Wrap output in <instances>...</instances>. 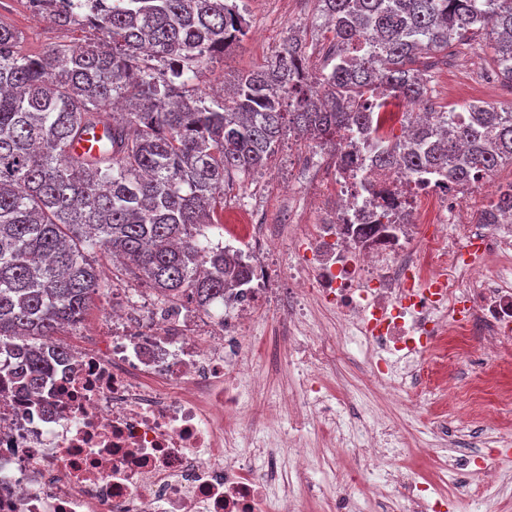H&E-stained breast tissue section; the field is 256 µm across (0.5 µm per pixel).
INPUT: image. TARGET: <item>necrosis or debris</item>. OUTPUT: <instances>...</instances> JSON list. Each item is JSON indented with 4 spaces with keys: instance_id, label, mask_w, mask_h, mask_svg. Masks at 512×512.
I'll use <instances>...</instances> for the list:
<instances>
[{
    "instance_id": "obj_1",
    "label": "necrosis or debris",
    "mask_w": 512,
    "mask_h": 512,
    "mask_svg": "<svg viewBox=\"0 0 512 512\" xmlns=\"http://www.w3.org/2000/svg\"><path fill=\"white\" fill-rule=\"evenodd\" d=\"M332 206L318 232L300 234L309 259L288 290L306 326L309 303L336 315V333L374 348L370 377L386 380L404 354L477 336L485 354L512 347V232L472 221L491 205V184L449 185L438 173L334 168ZM456 224L418 248L425 224ZM377 232L360 237V225ZM498 260L487 274L477 259ZM256 285L225 298L224 324L208 339L198 315L141 306L142 320L109 314L100 349L75 353L39 394L0 389V512H269L268 477L231 423L243 406L249 352L245 313L266 300Z\"/></svg>"
}]
</instances>
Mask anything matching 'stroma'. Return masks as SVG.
<instances>
[{"label":"stroma","mask_w":512,"mask_h":512,"mask_svg":"<svg viewBox=\"0 0 512 512\" xmlns=\"http://www.w3.org/2000/svg\"><path fill=\"white\" fill-rule=\"evenodd\" d=\"M237 3L248 22L247 35L217 62L201 64L195 87L209 97H222L226 85L238 74L263 63L290 32L306 40L309 72L319 73L324 61V20L315 0ZM0 21L22 34L25 50L33 55L55 42L85 43L97 38L96 31L85 26L59 28L36 20L27 0H0ZM490 56L486 40L479 38L449 63L430 59L427 77L432 106L445 110L471 101L494 106L507 104L502 83L486 77L492 69ZM315 148V142L309 140L283 139L266 168L240 176L225 189V211H233L243 202L264 210L272 222L278 223L279 238L287 239L288 231L281 226L285 199L290 195L304 196L306 171L302 160ZM96 261L103 272L105 295L91 307L80 328L57 334V342L71 348L96 342L113 298L154 296L145 284L134 281L113 264L107 254H97ZM288 336L298 341L305 338L302 331H290L288 313L277 303H265L251 316L246 343L253 354L252 373L258 384L246 390L245 410L236 422L261 446L262 455L256 458L254 470H263L264 454L274 453L279 457L282 472H291L294 450L298 447L306 449L310 456L322 458V468L313 475L319 491L303 497L301 512H329L331 498L340 495L355 501L359 512H399L398 492L386 490L384 474L365 473L358 456H330L329 449L336 442L331 427H308L299 432L294 448L282 447L278 434L287 427L288 416L280 402L289 390L306 380L331 396L341 423L355 440L370 439L376 430L393 424L399 426L400 434L387 441L390 455L403 459L410 449H429V456L416 461L412 469L433 487H446L447 512H512V357L495 361L487 373L475 377L465 360L451 361L442 367L430 356L424 364L426 384L398 393L390 382L369 381L364 349L359 344L343 342L340 359L309 374L301 360L291 361L281 354L280 344ZM409 406L416 407V414H406ZM437 418L452 422L464 441H484L486 450L500 460L501 479L490 482L476 473L441 471L439 459L447 455L448 448L431 430V423Z\"/></svg>","instance_id":"obj_1"}]
</instances>
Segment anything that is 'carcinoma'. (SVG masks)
<instances>
[{
    "label": "carcinoma",
    "mask_w": 512,
    "mask_h": 512,
    "mask_svg": "<svg viewBox=\"0 0 512 512\" xmlns=\"http://www.w3.org/2000/svg\"><path fill=\"white\" fill-rule=\"evenodd\" d=\"M329 44L314 97L306 43L288 37L266 64L208 100L189 87L248 33L236 0H28L60 28L80 22L95 42H58L39 55L0 22V385L43 388L103 295L93 260L110 253L160 301L206 316L246 288L251 265L201 240L219 223L224 187L264 168L285 129L332 148L369 137L380 167L433 169L454 184L512 165V104L432 113L414 146L384 129L387 99L428 102L425 56L448 55L487 31L494 71L512 84V0H317ZM109 128L106 155L71 152ZM512 212V187L478 217Z\"/></svg>",
    "instance_id": "carcinoma-1"
}]
</instances>
